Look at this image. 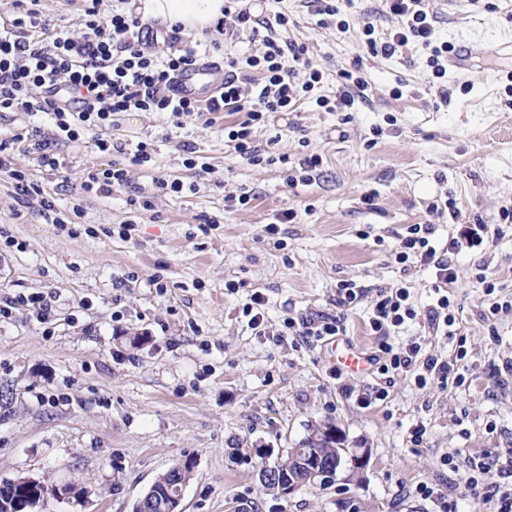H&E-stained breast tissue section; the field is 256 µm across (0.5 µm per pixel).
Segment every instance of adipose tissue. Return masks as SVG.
<instances>
[{
  "label": "adipose tissue",
  "mask_w": 512,
  "mask_h": 512,
  "mask_svg": "<svg viewBox=\"0 0 512 512\" xmlns=\"http://www.w3.org/2000/svg\"><path fill=\"white\" fill-rule=\"evenodd\" d=\"M138 10L144 17L181 25L201 37L223 18L224 0H141Z\"/></svg>",
  "instance_id": "obj_1"
}]
</instances>
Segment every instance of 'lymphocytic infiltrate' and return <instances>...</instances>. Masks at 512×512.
Instances as JSON below:
<instances>
[{
	"instance_id": "obj_1",
	"label": "lymphocytic infiltrate",
	"mask_w": 512,
	"mask_h": 512,
	"mask_svg": "<svg viewBox=\"0 0 512 512\" xmlns=\"http://www.w3.org/2000/svg\"><path fill=\"white\" fill-rule=\"evenodd\" d=\"M26 0H12L20 14L0 26V112H42L51 116L52 137L29 139L16 132L0 139V158L25 146L38 167L62 169L56 153L60 142L74 141L85 131L109 125L112 115L120 112H168L173 116L196 112H241L243 121L230 126L227 143L251 164L273 163L274 158L259 152L252 140L254 126L267 124L275 114L292 112L322 78L321 72L306 60L302 46H282L274 32H267L255 53L228 65L224 91L208 104L177 100L169 95L175 72L192 65L197 49L185 43L179 28L167 36L170 52L160 56L149 49L143 35L145 25L140 16L124 9L113 10L105 18L96 8H87L85 29L81 35L51 26L37 9L26 7ZM390 14L400 17L401 25L386 38H378L374 28H365L372 53L393 55L408 45L425 51L434 78H444L451 44L433 40L436 16L427 0H385ZM41 90L42 100L30 97ZM103 160L88 171L82 188L85 193L108 195L127 186L128 170L113 153L123 152V143L98 139ZM429 224L409 225L396 251L398 263L416 259L431 268L437 296L425 312H417L410 301L406 285L378 290L371 305L370 329L377 338L378 352L373 357L379 375L393 380L399 375L413 376L419 386L447 381L461 385L467 378L462 365L467 357L466 336L457 337L455 362L422 356V345L414 341L397 348L390 338L407 321L424 317L429 326L454 333L456 318L450 314L449 284L457 278L452 254L481 246L490 229L485 224L469 227L460 238L438 247Z\"/></svg>"
}]
</instances>
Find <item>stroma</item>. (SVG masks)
<instances>
[{
	"label": "stroma",
	"mask_w": 512,
	"mask_h": 512,
	"mask_svg": "<svg viewBox=\"0 0 512 512\" xmlns=\"http://www.w3.org/2000/svg\"><path fill=\"white\" fill-rule=\"evenodd\" d=\"M340 18L316 15L306 0H261L259 19H288L275 34L304 45L322 74L296 111L255 126L257 149L277 163L253 165L224 141L242 113L121 112L109 133L128 145L145 141L151 162L130 167L126 188L84 193L100 162L94 133L57 147L62 171L38 167L22 151L8 168L38 181L43 192L18 196L0 174V481L31 476L82 487L81 497L47 496L36 512H133L137 500L173 465L191 461L193 478L181 512H440L447 492L459 512H491L482 493L465 489V470L441 459L493 457L512 449V311L490 315L471 275L484 266L512 302V227L454 257L448 286L452 313L467 336V384H415L396 376L386 399L362 407L358 397L378 374L337 372L325 340L284 335L286 319L341 316L350 342L376 349L369 301L336 304L337 286L368 291L400 281L416 310L433 301L431 270L395 260L411 224L432 222L439 244L470 224H500L512 206V107L504 91L512 56V0H436V42L474 45L465 72L448 75V102L431 83L426 53L399 49L372 55L364 29L383 34L401 20L382 0H339ZM346 30H339L338 20ZM219 60L239 59L260 43L251 31L209 32L196 39ZM368 83L349 113L328 112L339 74ZM196 147L195 166L182 143ZM322 163L309 182L289 184L301 159ZM177 179L182 193L156 191ZM248 193L247 206L228 194ZM149 197L151 209L128 200ZM53 209H45L44 200ZM441 202L430 213L433 202ZM291 223H279L285 211ZM277 227L268 234L266 225ZM261 293L267 327L257 335L244 309ZM50 305L41 323L21 298ZM423 336V355L451 359L455 342L423 322H408L392 342ZM336 425L349 448L368 451L367 467L343 470L332 483L280 497L265 492L253 449L301 447L320 425ZM427 432L410 442L416 424Z\"/></svg>",
	"instance_id": "stroma-1"
}]
</instances>
